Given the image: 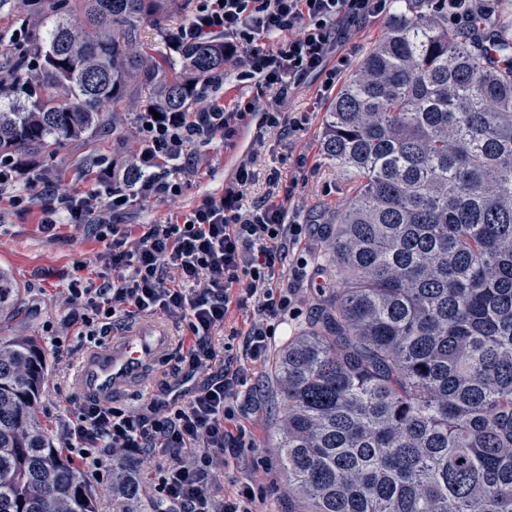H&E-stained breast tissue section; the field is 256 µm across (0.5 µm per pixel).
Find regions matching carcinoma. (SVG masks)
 Returning a JSON list of instances; mask_svg holds the SVG:
<instances>
[{"label":"carcinoma","instance_id":"obj_1","mask_svg":"<svg viewBox=\"0 0 512 512\" xmlns=\"http://www.w3.org/2000/svg\"><path fill=\"white\" fill-rule=\"evenodd\" d=\"M30 0L0 87V156L117 128L147 91L188 112L224 44L152 62L174 0ZM336 93L322 151L347 182L320 314L273 360L298 512H512V15L491 46L410 0ZM112 107L110 116L107 107ZM19 287L0 270V314ZM40 348L0 336V512H95L36 408Z\"/></svg>","mask_w":512,"mask_h":512}]
</instances>
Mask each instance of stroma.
I'll return each instance as SVG.
<instances>
[{"label": "stroma", "instance_id": "stroma-1", "mask_svg": "<svg viewBox=\"0 0 512 512\" xmlns=\"http://www.w3.org/2000/svg\"><path fill=\"white\" fill-rule=\"evenodd\" d=\"M199 0H190L189 8H176L162 26L149 23L141 27L142 42L153 57L170 55L167 39L181 24L187 22ZM319 79L308 78L291 95L288 109L312 115L309 128L300 143L281 140L277 131L266 135V146L254 157L255 181L250 189L251 198L267 196V174L271 168L288 172L300 150H307L308 184L297 197L302 222L311 224L304 256L311 265H320L326 248V229L345 197L346 186L337 176L335 167L322 152L330 100H317ZM143 100L127 103L123 125L119 133L103 132L97 136L62 145L56 154L19 153L18 158L31 162L39 169L59 177L64 187L84 189L90 184V172L100 158L117 162L130 160L138 144L137 117L143 109ZM252 130H245L234 149H225L222 140H214L201 148L205 169L199 179L186 187L177 199H154L143 206L129 209L114 221L118 224H153L175 213H186L203 196L218 195L224 190L242 153L250 148ZM42 202L31 195L24 206H12L0 199V269L8 271L20 286L15 311L0 316L1 336H26L33 339L46 358L45 381L37 403L38 415L49 429L52 438H59L61 427L72 411L84 402L71 384L76 363L88 349L78 339L77 326L68 320L67 286L79 277L80 265L95 266L104 245L93 233L80 224H64L56 236H46L40 228ZM170 332L173 343L165 356L145 377L146 391L130 390L112 398L113 406L146 413L152 396L169 391L179 395L183 391L187 365L186 350L192 342L185 323L164 313H156ZM261 408L247 423L257 443L248 451L242 464L230 465L221 472L212 488L216 500H223L226 486L250 483L266 496L272 512H293L294 502L284 479L280 475V454L275 446L274 433L282 415V403L272 370L256 378ZM146 464L129 462L117 457L104 458L100 467H83L82 474L98 512H120L122 505L112 487V476L123 473L138 482L140 494L132 503L133 512H159L153 483L144 479Z\"/></svg>", "mask_w": 512, "mask_h": 512}]
</instances>
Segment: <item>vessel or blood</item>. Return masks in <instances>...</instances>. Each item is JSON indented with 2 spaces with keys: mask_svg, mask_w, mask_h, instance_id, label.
<instances>
[{
  "mask_svg": "<svg viewBox=\"0 0 512 512\" xmlns=\"http://www.w3.org/2000/svg\"><path fill=\"white\" fill-rule=\"evenodd\" d=\"M171 342L162 323L139 324L127 334L113 337L107 347L88 350L76 371L75 386L81 393L109 402L113 394L139 386Z\"/></svg>",
  "mask_w": 512,
  "mask_h": 512,
  "instance_id": "obj_1",
  "label": "vessel or blood"
}]
</instances>
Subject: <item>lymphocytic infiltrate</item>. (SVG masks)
<instances>
[{"label":"lymphocytic infiltrate","mask_w":512,"mask_h":512,"mask_svg":"<svg viewBox=\"0 0 512 512\" xmlns=\"http://www.w3.org/2000/svg\"><path fill=\"white\" fill-rule=\"evenodd\" d=\"M394 2L203 0L172 36L170 48L223 39L225 64L268 91L264 110L251 100L213 99L189 116L142 112L131 168L100 163L91 186L79 191L59 190L56 176L0 157V187L13 188L14 205L24 202L20 187H40L44 233L84 224L104 244L99 267L69 288L80 337L92 342L137 315L163 311L187 321L193 337L187 362L195 371L215 360L210 335L225 324L230 309L249 312L246 329L228 335L223 368L188 391L187 401L159 398L147 414L83 402L64 428V451L94 466L105 456L158 460V491L172 512H266L265 496L251 485L225 489L220 502L210 488L230 459L255 448L238 421L245 412L239 399L250 394L251 377L267 365L277 327L294 314L305 285L319 274L302 255L310 228L294 205L297 190L308 182L304 158H297L275 200L247 203L254 178L247 156L221 196L203 197L182 217L142 225L139 235L107 223L103 214L181 196L202 173V162L189 151L192 143L205 145L219 136L231 149L249 125L256 129L257 150L264 148L270 129L296 139L310 115L288 113L290 95L312 75L321 77L322 93L335 90L347 70L353 36L371 20L390 15Z\"/></svg>","instance_id":"f902f5d3"}]
</instances>
